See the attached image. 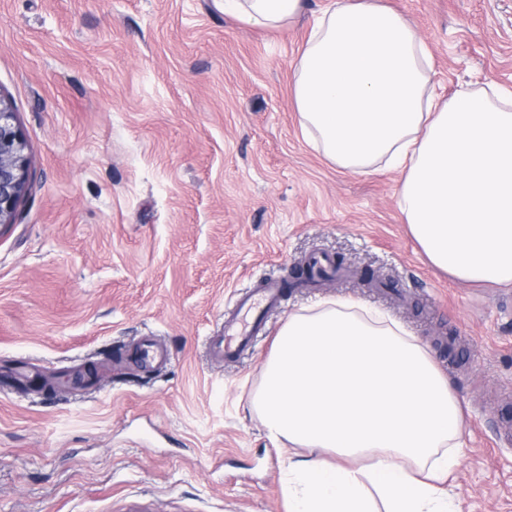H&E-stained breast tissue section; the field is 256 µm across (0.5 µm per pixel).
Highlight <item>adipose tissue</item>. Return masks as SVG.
<instances>
[{
    "instance_id": "1",
    "label": "adipose tissue",
    "mask_w": 512,
    "mask_h": 512,
    "mask_svg": "<svg viewBox=\"0 0 512 512\" xmlns=\"http://www.w3.org/2000/svg\"><path fill=\"white\" fill-rule=\"evenodd\" d=\"M268 30L306 0H221ZM293 99L303 132L337 168L401 175L398 204L429 261L456 280L512 286V92H436L419 33L376 0H327L299 55ZM271 438L314 449L290 462L291 512H447L408 461L450 473L463 421L448 379L404 327L339 299L288 317L256 397ZM371 455L368 473L317 450Z\"/></svg>"
}]
</instances>
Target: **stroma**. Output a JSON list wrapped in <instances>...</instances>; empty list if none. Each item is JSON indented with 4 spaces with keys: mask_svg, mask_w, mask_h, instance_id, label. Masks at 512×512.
<instances>
[{
    "mask_svg": "<svg viewBox=\"0 0 512 512\" xmlns=\"http://www.w3.org/2000/svg\"><path fill=\"white\" fill-rule=\"evenodd\" d=\"M450 98L512 89V0H381ZM323 0L277 31L213 0H0V93L30 185L0 227V384L27 360L97 371L92 394L0 395V512H289L288 462L254 400L288 315L351 298L400 321L448 377L465 425L440 487L456 512H512V286L434 268L398 208L401 176L336 168L291 84ZM321 253L349 275L300 287ZM290 288L265 335L218 365L232 297ZM150 334L168 367L140 373Z\"/></svg>",
    "mask_w": 512,
    "mask_h": 512,
    "instance_id": "35a3bbf8",
    "label": "stroma"
}]
</instances>
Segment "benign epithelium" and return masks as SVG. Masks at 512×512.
Returning <instances> with one entry per match:
<instances>
[{
	"label": "benign epithelium",
	"instance_id": "1",
	"mask_svg": "<svg viewBox=\"0 0 512 512\" xmlns=\"http://www.w3.org/2000/svg\"><path fill=\"white\" fill-rule=\"evenodd\" d=\"M27 141L11 105L0 96V224L15 223L29 186Z\"/></svg>",
	"mask_w": 512,
	"mask_h": 512
}]
</instances>
